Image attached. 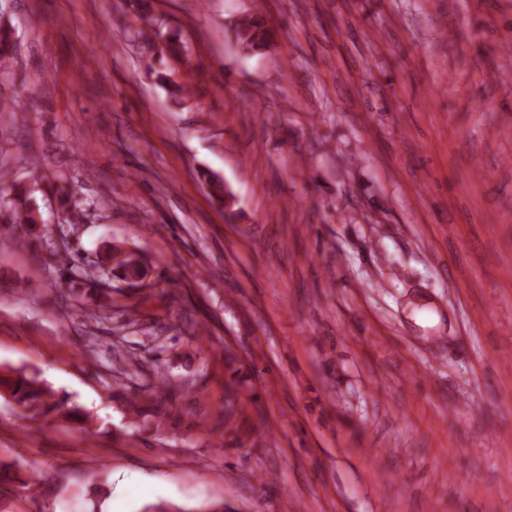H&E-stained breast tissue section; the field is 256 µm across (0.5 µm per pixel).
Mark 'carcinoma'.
<instances>
[{
    "mask_svg": "<svg viewBox=\"0 0 512 512\" xmlns=\"http://www.w3.org/2000/svg\"><path fill=\"white\" fill-rule=\"evenodd\" d=\"M128 9L133 12L141 27L135 30L138 38H149L152 34L160 33L155 18L150 15L148 3L145 0H126ZM14 32L6 23L0 24V63L8 64L15 42ZM235 36L238 45L249 52H260L272 43L274 30L269 27L260 15L241 17L235 26ZM203 179L211 188V196L219 203L229 205L233 201L232 194L225 188L224 183L208 173H202ZM58 201L59 214L64 217V223L77 224L81 219L77 206L68 188L58 182L51 184ZM43 223L39 210L34 208L31 197L23 193L16 185H7L6 174L0 171V224H28L36 226ZM101 271L111 279L122 282L137 278L146 288H154L159 284L152 278V271L139 255L132 251L113 247L108 252L105 267ZM90 276L82 273L69 277L68 292L71 297L87 299V304L96 308H112V288L103 286L99 280L97 287L87 290L83 288ZM0 392L9 396L22 412L24 417L38 416L46 420L65 419L80 423L86 422V415L77 407L69 404L67 399L59 398L34 376H28L24 371L7 368L0 372ZM19 468L14 463L0 462V485L18 483L21 490L32 494L40 490L42 482L34 477L23 480L18 476Z\"/></svg>",
    "mask_w": 512,
    "mask_h": 512,
    "instance_id": "cac0c4a2",
    "label": "carcinoma"
}]
</instances>
